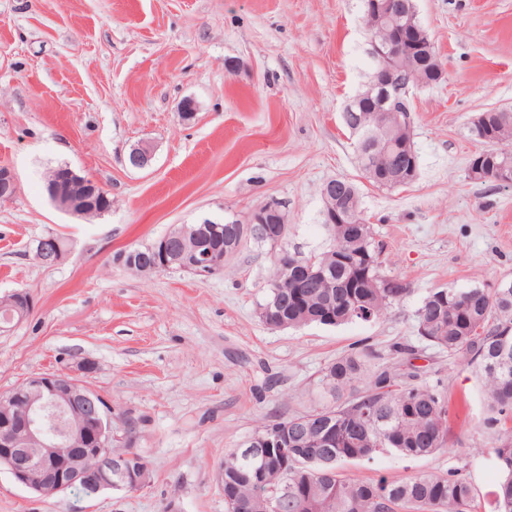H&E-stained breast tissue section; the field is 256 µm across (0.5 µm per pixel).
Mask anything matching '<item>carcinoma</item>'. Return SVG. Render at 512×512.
Returning <instances> with one entry per match:
<instances>
[{"instance_id": "obj_1", "label": "carcinoma", "mask_w": 512, "mask_h": 512, "mask_svg": "<svg viewBox=\"0 0 512 512\" xmlns=\"http://www.w3.org/2000/svg\"><path fill=\"white\" fill-rule=\"evenodd\" d=\"M366 39L391 37L402 52L413 55L429 74L430 87L445 78L432 41L406 27L401 13L394 21L377 23L363 16ZM365 101L343 122L354 139L355 159L363 174L377 187L391 188L395 169L414 159L402 157L406 122L388 118L383 126L359 127ZM472 137L483 145L475 154L482 164L477 180L494 179L502 161L500 145L512 142V109L484 113ZM338 210L354 220L323 222L329 241L322 251L298 256L324 271L318 279H297L273 263L263 302L279 299V313L291 328L317 323L339 326L354 320L387 318L390 309L409 288L396 278L380 275V254L370 226L363 218L357 185L337 178ZM234 225L210 218L186 225L188 241L210 239L215 246ZM417 333L431 346L448 352L450 365L476 374L488 401L486 429L497 434L488 449L499 473L492 492V512H512V288H440L430 293L416 311ZM329 391L351 396L333 405L294 415L262 426L259 436L292 429L303 421V431L288 446V462L270 460L277 468L259 493L252 467L240 455L224 459V489L231 490L226 512H471L476 489L458 470L443 474H415L403 481L382 477L364 482L343 476V463L369 462L383 452L405 457L428 456L449 447L448 396L440 382L420 378L402 368L374 372L361 357L336 358L322 374Z\"/></svg>"}]
</instances>
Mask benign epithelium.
Here are the masks:
<instances>
[{"mask_svg": "<svg viewBox=\"0 0 512 512\" xmlns=\"http://www.w3.org/2000/svg\"><path fill=\"white\" fill-rule=\"evenodd\" d=\"M367 12L380 18L392 15L391 0H368ZM373 63L387 62L395 69L401 52L391 41H369ZM365 99L373 102V111L389 115L410 112L409 88L399 94L393 80L379 76L364 85L347 107ZM153 150L147 144L131 149L130 167L145 170L152 165ZM17 177L8 167H0V196L16 191ZM57 205L83 213L84 205L63 196L58 185L51 188ZM254 234L281 244L288 232V222L271 207L255 210L245 221ZM180 239L177 233H168L149 246L140 260L154 271L168 269L178 263L180 268L196 276H208L224 267L237 252V241H230L224 251L175 250L172 243ZM37 260L45 265H56L65 256L57 237L40 238L35 248ZM33 301L23 291H15L0 301L9 310V321H20L31 311ZM91 363L86 361L78 372L44 373L27 378L20 385L0 396V469L6 470L15 483L40 495L66 492L76 486L90 493L103 490L135 491L148 483L149 472L143 461L134 453H116L112 443L121 439V428L112 424V408L96 391L89 388L80 374L88 372ZM288 454V433H282L276 443L253 438L236 452L245 460L267 458L270 447Z\"/></svg>", "mask_w": 512, "mask_h": 512, "instance_id": "benign-epithelium-1", "label": "benign epithelium"}]
</instances>
